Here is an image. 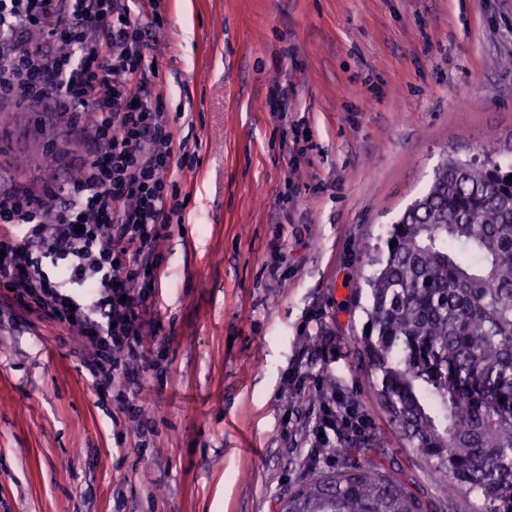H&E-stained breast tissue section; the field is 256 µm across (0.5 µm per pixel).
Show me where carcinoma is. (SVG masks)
Instances as JSON below:
<instances>
[{"label": "carcinoma", "instance_id": "carcinoma-1", "mask_svg": "<svg viewBox=\"0 0 512 512\" xmlns=\"http://www.w3.org/2000/svg\"><path fill=\"white\" fill-rule=\"evenodd\" d=\"M512 165L449 158L390 225L360 351L392 424L441 485L512 512ZM396 245H391V242ZM280 512H424L376 467L320 472Z\"/></svg>", "mask_w": 512, "mask_h": 512}]
</instances>
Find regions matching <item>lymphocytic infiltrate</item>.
I'll return each mask as SVG.
<instances>
[{"mask_svg":"<svg viewBox=\"0 0 512 512\" xmlns=\"http://www.w3.org/2000/svg\"><path fill=\"white\" fill-rule=\"evenodd\" d=\"M151 49L130 0H0V101H53L82 156L60 185L0 183V303L68 329L88 375L121 395L155 367L157 244L182 211L171 167L189 157ZM369 425L325 391L303 442L332 448Z\"/></svg>","mask_w":512,"mask_h":512,"instance_id":"f902f5d3","label":"lymphocytic infiltrate"}]
</instances>
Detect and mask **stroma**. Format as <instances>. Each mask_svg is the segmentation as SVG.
I'll return each instance as SVG.
<instances>
[{
    "mask_svg": "<svg viewBox=\"0 0 512 512\" xmlns=\"http://www.w3.org/2000/svg\"><path fill=\"white\" fill-rule=\"evenodd\" d=\"M178 136L184 202L159 251L158 338L140 395L98 388L74 336L0 323V512H278L315 470L372 465L441 512L359 353L370 268L446 158L512 164V0H138ZM287 87V99L274 91ZM308 147L293 153L296 135ZM41 108L0 107V181L65 182L81 158ZM287 243L272 279L271 243ZM328 357L312 361L314 345ZM372 419L344 455L305 461L324 378Z\"/></svg>",
    "mask_w": 512,
    "mask_h": 512,
    "instance_id": "obj_1",
    "label": "stroma"
}]
</instances>
